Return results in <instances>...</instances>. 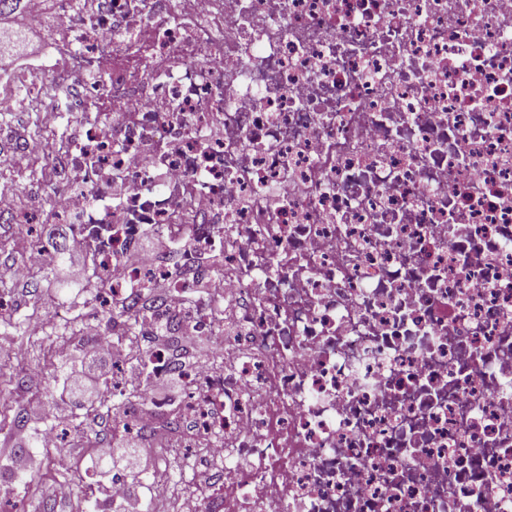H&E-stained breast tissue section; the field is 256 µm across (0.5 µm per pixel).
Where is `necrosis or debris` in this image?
I'll return each instance as SVG.
<instances>
[{"instance_id": "4bbe7bcc", "label": "necrosis or debris", "mask_w": 512, "mask_h": 512, "mask_svg": "<svg viewBox=\"0 0 512 512\" xmlns=\"http://www.w3.org/2000/svg\"><path fill=\"white\" fill-rule=\"evenodd\" d=\"M57 8L0 112L70 116L88 305L167 326L176 512H512V0Z\"/></svg>"}]
</instances>
